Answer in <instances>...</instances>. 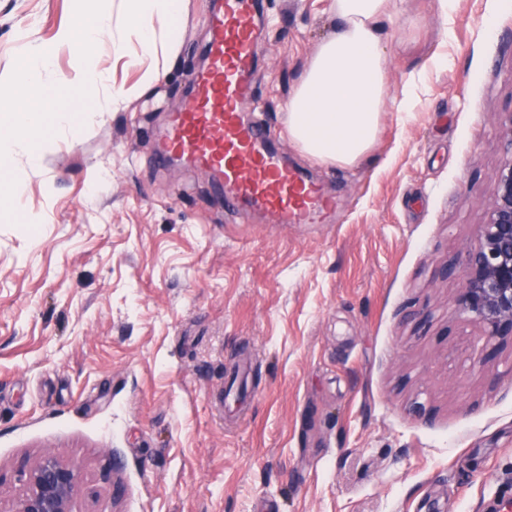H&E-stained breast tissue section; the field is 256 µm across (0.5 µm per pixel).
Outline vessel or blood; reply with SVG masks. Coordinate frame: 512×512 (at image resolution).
<instances>
[{"label": "vessel or blood", "instance_id": "vessel-or-blood-1", "mask_svg": "<svg viewBox=\"0 0 512 512\" xmlns=\"http://www.w3.org/2000/svg\"><path fill=\"white\" fill-rule=\"evenodd\" d=\"M205 65L189 74V94L167 118L154 158L207 170L224 206L272 224H314L333 199L289 165L270 129L246 112L264 24L255 0H216L207 18Z\"/></svg>", "mask_w": 512, "mask_h": 512}]
</instances>
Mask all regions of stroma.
Here are the masks:
<instances>
[{
	"mask_svg": "<svg viewBox=\"0 0 512 512\" xmlns=\"http://www.w3.org/2000/svg\"><path fill=\"white\" fill-rule=\"evenodd\" d=\"M331 0H265L256 96L283 129L336 30ZM183 0L173 52L104 38L127 100L12 174L35 223L0 219V502L13 471L78 462L73 512H492L512 501V344H481L441 275L481 223L512 114V0H406L384 24L389 93L369 158L290 163L336 198L319 224L226 210L209 175L157 165L205 49ZM74 0H0V79L30 44L75 76ZM493 30H486V22ZM161 71L145 85L147 69ZM485 369L473 366L476 352Z\"/></svg>",
	"mask_w": 512,
	"mask_h": 512,
	"instance_id": "35a3bbf8",
	"label": "stroma"
}]
</instances>
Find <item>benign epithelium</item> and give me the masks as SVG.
I'll return each mask as SVG.
<instances>
[{"label": "benign epithelium", "instance_id": "obj_1", "mask_svg": "<svg viewBox=\"0 0 512 512\" xmlns=\"http://www.w3.org/2000/svg\"><path fill=\"white\" fill-rule=\"evenodd\" d=\"M503 160L493 199L459 264L444 276L460 273L456 305L475 323L486 341L512 340V119L501 129ZM22 493L8 512H73L80 464L44 455L15 476Z\"/></svg>", "mask_w": 512, "mask_h": 512}]
</instances>
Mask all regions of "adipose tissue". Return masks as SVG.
Masks as SVG:
<instances>
[{"label": "adipose tissue", "instance_id": "adipose-tissue-1", "mask_svg": "<svg viewBox=\"0 0 512 512\" xmlns=\"http://www.w3.org/2000/svg\"><path fill=\"white\" fill-rule=\"evenodd\" d=\"M182 0H123L121 37L142 53L158 49L155 20H165L175 40ZM404 0H331L336 31L317 47L288 100L290 142L326 165L358 166L373 148L384 112H403L405 97L387 92L388 59L381 47L385 22Z\"/></svg>", "mask_w": 512, "mask_h": 512}]
</instances>
